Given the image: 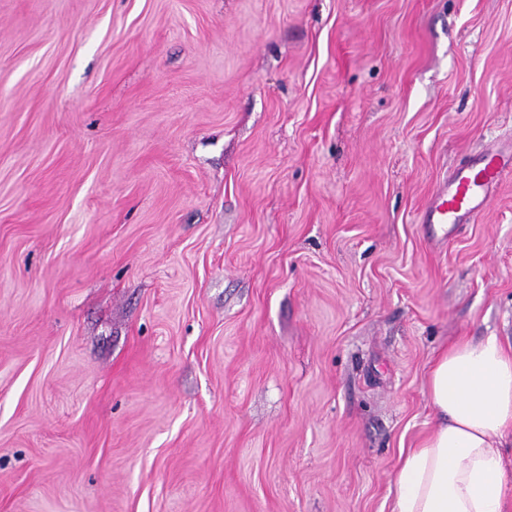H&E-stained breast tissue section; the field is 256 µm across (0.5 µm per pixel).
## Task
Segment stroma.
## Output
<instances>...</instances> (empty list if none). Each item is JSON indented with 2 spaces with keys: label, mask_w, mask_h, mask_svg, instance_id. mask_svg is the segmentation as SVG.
Masks as SVG:
<instances>
[{
  "label": "stroma",
  "mask_w": 512,
  "mask_h": 512,
  "mask_svg": "<svg viewBox=\"0 0 512 512\" xmlns=\"http://www.w3.org/2000/svg\"><path fill=\"white\" fill-rule=\"evenodd\" d=\"M511 140L512 0H0V512H393ZM512 174V148L489 150L477 167L462 165L431 194L422 224H464L488 206L494 192Z\"/></svg>",
  "instance_id": "1"
}]
</instances>
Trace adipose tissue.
<instances>
[{"instance_id": "obj_1", "label": "adipose tissue", "mask_w": 512, "mask_h": 512, "mask_svg": "<svg viewBox=\"0 0 512 512\" xmlns=\"http://www.w3.org/2000/svg\"><path fill=\"white\" fill-rule=\"evenodd\" d=\"M428 393L437 425L402 457L395 512H503L512 346L495 335L457 339L434 358Z\"/></svg>"}]
</instances>
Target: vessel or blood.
<instances>
[{"mask_svg": "<svg viewBox=\"0 0 512 512\" xmlns=\"http://www.w3.org/2000/svg\"><path fill=\"white\" fill-rule=\"evenodd\" d=\"M512 175V149L491 150L478 166L463 165L431 194L421 216L425 224H463L488 206L494 192Z\"/></svg>", "mask_w": 512, "mask_h": 512, "instance_id": "b4317fda", "label": "vessel or blood"}]
</instances>
